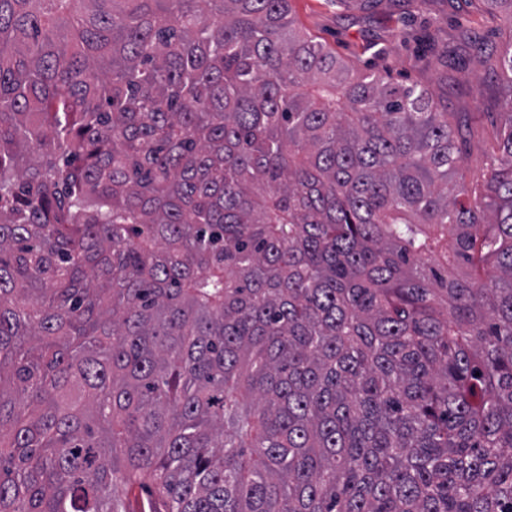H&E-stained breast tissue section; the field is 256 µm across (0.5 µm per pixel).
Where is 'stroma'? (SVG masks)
Returning a JSON list of instances; mask_svg holds the SVG:
<instances>
[{"label":"stroma","instance_id":"obj_1","mask_svg":"<svg viewBox=\"0 0 512 512\" xmlns=\"http://www.w3.org/2000/svg\"><path fill=\"white\" fill-rule=\"evenodd\" d=\"M291 14L338 57L370 68L395 85H423L447 112L477 115L466 136V175L482 165L501 121L500 84L483 55L466 47L461 31L485 46L503 44L512 31L482 0H378L362 12L346 0H290Z\"/></svg>","mask_w":512,"mask_h":512}]
</instances>
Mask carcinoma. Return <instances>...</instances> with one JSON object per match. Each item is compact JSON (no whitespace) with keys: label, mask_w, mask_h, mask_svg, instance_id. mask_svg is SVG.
Instances as JSON below:
<instances>
[{"label":"carcinoma","mask_w":512,"mask_h":512,"mask_svg":"<svg viewBox=\"0 0 512 512\" xmlns=\"http://www.w3.org/2000/svg\"><path fill=\"white\" fill-rule=\"evenodd\" d=\"M508 118L289 0H0V512H512Z\"/></svg>","instance_id":"1"}]
</instances>
